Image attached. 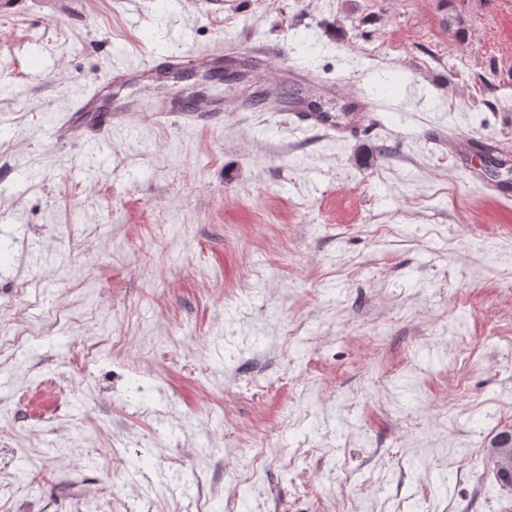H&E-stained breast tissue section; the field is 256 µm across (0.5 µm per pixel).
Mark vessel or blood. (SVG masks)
Returning a JSON list of instances; mask_svg holds the SVG:
<instances>
[{
	"label": "vessel or blood",
	"mask_w": 512,
	"mask_h": 512,
	"mask_svg": "<svg viewBox=\"0 0 512 512\" xmlns=\"http://www.w3.org/2000/svg\"><path fill=\"white\" fill-rule=\"evenodd\" d=\"M191 63L212 72L223 71L228 64L252 70H270L281 66L277 55L265 51L249 49L230 54L220 47L192 60L182 55H170L163 59H147L135 67L116 66L104 79L95 81L90 93L65 115L55 128L56 135L67 137L77 131L99 135L123 126L130 108L112 103L114 91L133 84L150 88L175 81ZM150 110L160 117L203 119L221 114L224 101L214 97L201 98L191 104L158 101L151 105Z\"/></svg>",
	"instance_id": "vessel-or-blood-1"
}]
</instances>
